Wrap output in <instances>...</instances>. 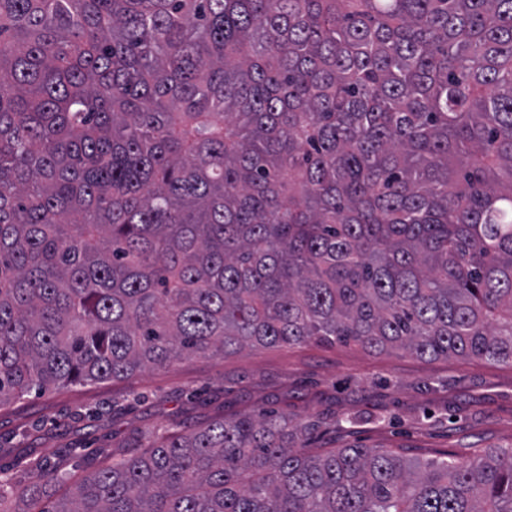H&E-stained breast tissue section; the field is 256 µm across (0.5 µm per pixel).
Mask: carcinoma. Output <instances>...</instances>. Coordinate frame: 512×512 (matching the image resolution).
Masks as SVG:
<instances>
[{"label": "carcinoma", "mask_w": 512, "mask_h": 512, "mask_svg": "<svg viewBox=\"0 0 512 512\" xmlns=\"http://www.w3.org/2000/svg\"><path fill=\"white\" fill-rule=\"evenodd\" d=\"M512 366V0H0V406L306 344ZM173 432L0 512H512L460 464Z\"/></svg>", "instance_id": "1"}]
</instances>
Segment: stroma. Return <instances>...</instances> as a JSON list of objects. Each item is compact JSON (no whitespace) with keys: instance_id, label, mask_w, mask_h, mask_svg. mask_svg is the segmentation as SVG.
<instances>
[{"instance_id":"obj_1","label":"stroma","mask_w":512,"mask_h":512,"mask_svg":"<svg viewBox=\"0 0 512 512\" xmlns=\"http://www.w3.org/2000/svg\"><path fill=\"white\" fill-rule=\"evenodd\" d=\"M269 410L301 424L318 452L353 444L462 463L512 443V366L342 344L179 359L1 406L0 474L29 485L40 480L38 465L56 468L59 499L88 472L167 433Z\"/></svg>"}]
</instances>
